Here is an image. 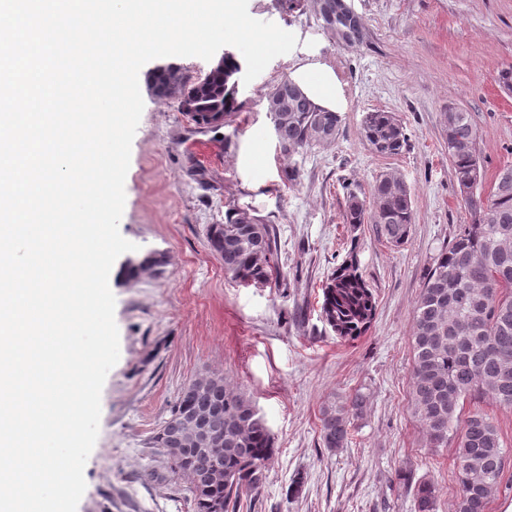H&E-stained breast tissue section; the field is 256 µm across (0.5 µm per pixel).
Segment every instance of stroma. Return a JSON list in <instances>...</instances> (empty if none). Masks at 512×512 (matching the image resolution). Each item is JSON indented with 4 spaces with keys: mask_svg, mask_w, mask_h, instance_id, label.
<instances>
[{
    "mask_svg": "<svg viewBox=\"0 0 512 512\" xmlns=\"http://www.w3.org/2000/svg\"><path fill=\"white\" fill-rule=\"evenodd\" d=\"M361 39L339 42L312 0H248L251 16L298 43L238 87L236 112L196 124L176 100L140 82L144 110L131 147L121 235L137 244L109 276L120 358L101 394L99 436L77 512H193L185 478L150 444L182 388L203 372L249 396L276 441L259 496L239 512H414L413 489L433 482L437 512H455L456 438L430 447L411 407L413 312L442 246L470 216L448 159L443 115L469 112L485 182L512 165V0H348ZM329 65L346 100L335 142L285 153L266 110L268 92L294 68ZM393 113L408 136L395 156L363 136L373 111ZM296 169L285 182V169ZM401 177L415 222L393 246L373 225L346 224L350 194L372 201L379 176ZM231 207L271 225L277 267L267 287L224 273L207 239ZM377 304L365 335L337 339L320 316L322 287L349 251ZM162 263L128 277L127 259ZM367 397L347 448L320 441V410Z\"/></svg>",
    "mask_w": 512,
    "mask_h": 512,
    "instance_id": "obj_1",
    "label": "stroma"
}]
</instances>
